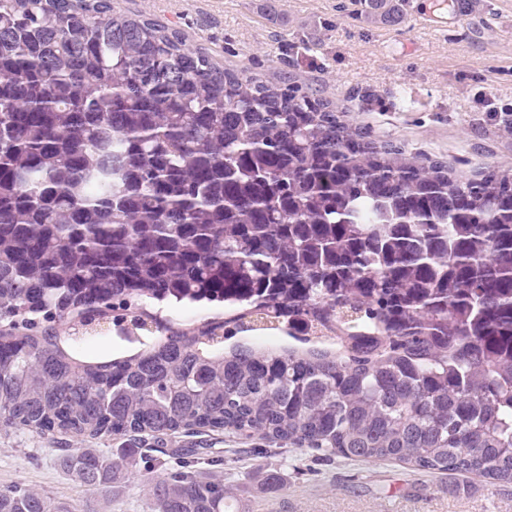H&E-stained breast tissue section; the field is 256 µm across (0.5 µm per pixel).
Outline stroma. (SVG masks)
Masks as SVG:
<instances>
[{
	"instance_id": "1",
	"label": "stroma",
	"mask_w": 512,
	"mask_h": 512,
	"mask_svg": "<svg viewBox=\"0 0 512 512\" xmlns=\"http://www.w3.org/2000/svg\"><path fill=\"white\" fill-rule=\"evenodd\" d=\"M482 19L437 30L401 0L396 23L371 20L361 0H111L176 31L187 48L258 81L325 101L369 141L418 163L441 162L453 179L512 170V129L484 97L512 109V0H486ZM80 438L0 430V489L24 485L78 512H150L148 481L185 461L213 472L238 512H512V485L418 471L395 461L319 458L305 447L271 450L260 436L225 432L164 437L161 452L87 488L60 465Z\"/></svg>"
}]
</instances>
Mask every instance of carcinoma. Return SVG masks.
Listing matches in <instances>:
<instances>
[{
    "mask_svg": "<svg viewBox=\"0 0 512 512\" xmlns=\"http://www.w3.org/2000/svg\"><path fill=\"white\" fill-rule=\"evenodd\" d=\"M200 302L224 316L163 315ZM94 321L124 355L86 350ZM0 428L228 430L512 484V174L453 180L110 0H0ZM60 461L87 487L129 465ZM149 496L228 512L189 464ZM0 512L74 509L15 485Z\"/></svg>",
    "mask_w": 512,
    "mask_h": 512,
    "instance_id": "carcinoma-1",
    "label": "carcinoma"
}]
</instances>
